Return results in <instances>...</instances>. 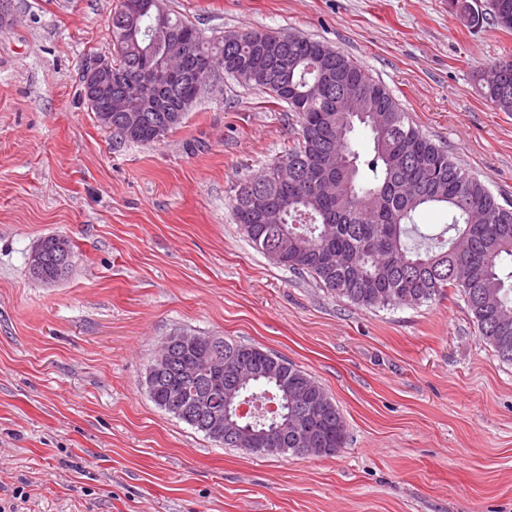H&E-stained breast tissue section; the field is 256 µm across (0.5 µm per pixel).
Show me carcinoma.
<instances>
[{
	"label": "carcinoma",
	"instance_id": "1",
	"mask_svg": "<svg viewBox=\"0 0 512 512\" xmlns=\"http://www.w3.org/2000/svg\"><path fill=\"white\" fill-rule=\"evenodd\" d=\"M471 24L491 21L512 30V0H487L484 10L468 9ZM114 74L143 78L155 70L163 51L153 32L162 29L196 51L181 59L178 78L166 89L170 112L187 114L195 104L199 74L218 64L234 76L240 68L258 73L248 84L284 101L280 88L297 91L288 111L299 119L298 143L259 170L238 191H257L278 214V223L264 224L233 200V215L246 240L259 253H284L279 266L312 279L339 301L366 308L418 307L436 301L447 289L460 292L481 338L503 362L512 363V203L499 199L478 176L448 154V148L424 134L396 98L344 53L323 41L292 32L254 30L210 37L188 19L158 13L150 0H128L112 14ZM353 75L371 94L377 110L358 116L345 112L336 88L327 87L329 72ZM496 79L478 78L483 96L499 111L512 112V53L486 66ZM161 112L146 111L131 101L112 112V134L133 143L156 141L155 120ZM370 133L373 147L356 148V126ZM288 163V183L276 177L275 164ZM445 210L447 222L432 234L423 233L416 217L424 210ZM46 263L34 278L57 279L59 257H74L73 245L52 235L45 246ZM199 348L176 345L168 370L160 377L146 374L150 398L164 408L176 391L198 393L233 379L247 366L256 374L246 387L250 398L276 401L293 389H306L315 379L287 358L256 345L224 338V374L195 371ZM324 402L309 412L288 405V419L255 412L243 424L255 431L277 429L283 422L284 445L290 451L310 439L317 448L343 447L346 430L338 407L321 391ZM174 416L226 448L235 441L218 439L203 423L180 413Z\"/></svg>",
	"mask_w": 512,
	"mask_h": 512
}]
</instances>
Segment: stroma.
<instances>
[{"instance_id":"35a3bbf8","label":"stroma","mask_w":512,"mask_h":512,"mask_svg":"<svg viewBox=\"0 0 512 512\" xmlns=\"http://www.w3.org/2000/svg\"><path fill=\"white\" fill-rule=\"evenodd\" d=\"M119 0H13L0 28V497L24 512H512V364L457 289L365 309L256 252L237 185L295 145L286 104L232 78L162 141L116 139L83 100ZM205 32H294L382 82L512 201V113L477 88L512 31L449 0H167ZM69 237V274L29 273ZM309 373L344 417L331 456L256 455L158 408L145 372L176 331ZM47 237L50 238L47 240L45 246L46 263L42 272L40 274H33L30 271V273L36 279L54 281L63 278H58L56 275L57 261L59 257L64 256L67 253L73 262L74 250L70 240L63 236L52 235Z\"/></svg>"}]
</instances>
